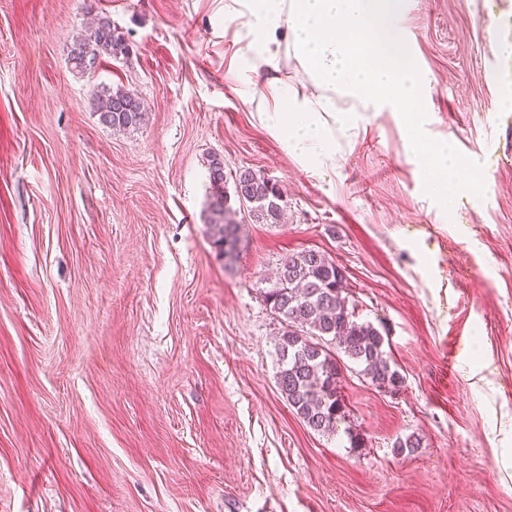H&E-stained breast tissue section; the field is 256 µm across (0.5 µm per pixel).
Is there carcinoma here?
<instances>
[{"label":"carcinoma","mask_w":512,"mask_h":512,"mask_svg":"<svg viewBox=\"0 0 512 512\" xmlns=\"http://www.w3.org/2000/svg\"><path fill=\"white\" fill-rule=\"evenodd\" d=\"M130 53L125 37L106 16L97 18L70 49V62L79 72L94 71L105 58L117 60ZM96 111L103 124L115 131L143 123L145 107L140 98L122 88H104L96 95ZM210 199L206 224L218 254H235L241 209L231 198L252 199L248 216L255 224H279L283 196L276 184L246 168L233 179L234 195L226 190L224 161L216 156L208 163ZM345 275L324 252L308 249L280 264L264 298L286 324L278 341L280 368L277 385L288 405L313 431L335 434L349 412L341 394L345 358L378 388L398 390L403 377L385 349L381 331L356 319L349 297L343 294Z\"/></svg>","instance_id":"1"}]
</instances>
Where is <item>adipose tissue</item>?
Wrapping results in <instances>:
<instances>
[{
	"label": "adipose tissue",
	"instance_id": "1",
	"mask_svg": "<svg viewBox=\"0 0 512 512\" xmlns=\"http://www.w3.org/2000/svg\"><path fill=\"white\" fill-rule=\"evenodd\" d=\"M232 11L251 36L243 50L253 65L273 69L281 52L279 32L289 34L310 94L265 78L259 115L283 148L311 171L334 161L336 132L361 112L398 114L406 143L435 188L442 208L452 204L448 187L458 167L480 168L478 158L449 160L447 142L430 141L418 110L423 78L400 66L408 48L395 22L394 0H245ZM351 97V110L336 107L337 95Z\"/></svg>",
	"mask_w": 512,
	"mask_h": 512
}]
</instances>
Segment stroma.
<instances>
[{
	"mask_svg": "<svg viewBox=\"0 0 512 512\" xmlns=\"http://www.w3.org/2000/svg\"><path fill=\"white\" fill-rule=\"evenodd\" d=\"M224 3L0 0V512H512V0H400L430 138L482 161L447 211L395 113L337 136L324 172L287 153ZM96 14L131 49L82 74ZM120 86L147 115L116 132L94 98ZM214 155L285 195L286 223L241 219L229 265L204 223ZM307 249L404 379L345 368L360 448L277 386L263 292Z\"/></svg>",
	"mask_w": 512,
	"mask_h": 512,
	"instance_id": "stroma-1",
	"label": "stroma"
}]
</instances>
